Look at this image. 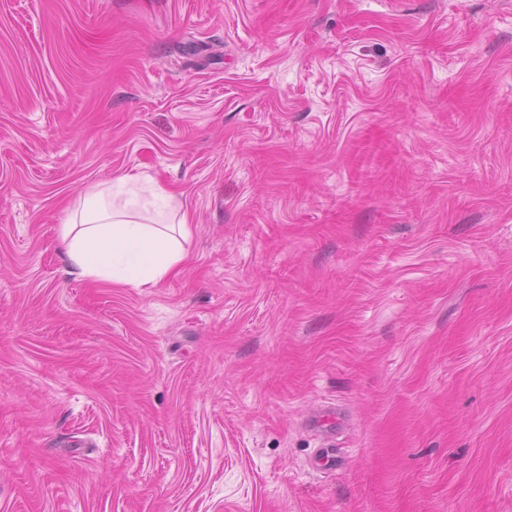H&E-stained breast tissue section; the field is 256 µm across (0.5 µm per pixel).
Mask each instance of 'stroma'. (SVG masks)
<instances>
[{"label": "stroma", "instance_id": "stroma-1", "mask_svg": "<svg viewBox=\"0 0 512 512\" xmlns=\"http://www.w3.org/2000/svg\"><path fill=\"white\" fill-rule=\"evenodd\" d=\"M122 174L152 288L59 238ZM0 512H512V0H0ZM138 177L117 176L84 195L61 224L70 265L82 277L131 288H152L184 260L192 224L173 194L155 186L152 202L123 197ZM341 425V416L335 410H321L313 414L311 426L322 435L323 444L331 442L329 433Z\"/></svg>", "mask_w": 512, "mask_h": 512}]
</instances>
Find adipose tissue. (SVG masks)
Here are the masks:
<instances>
[{
	"label": "adipose tissue",
	"mask_w": 512,
	"mask_h": 512,
	"mask_svg": "<svg viewBox=\"0 0 512 512\" xmlns=\"http://www.w3.org/2000/svg\"><path fill=\"white\" fill-rule=\"evenodd\" d=\"M131 175L86 192L60 227L70 265L82 277L131 288H152L186 256L192 234L187 211L173 194L153 187L150 204L125 197Z\"/></svg>",
	"instance_id": "adipose-tissue-1"
}]
</instances>
